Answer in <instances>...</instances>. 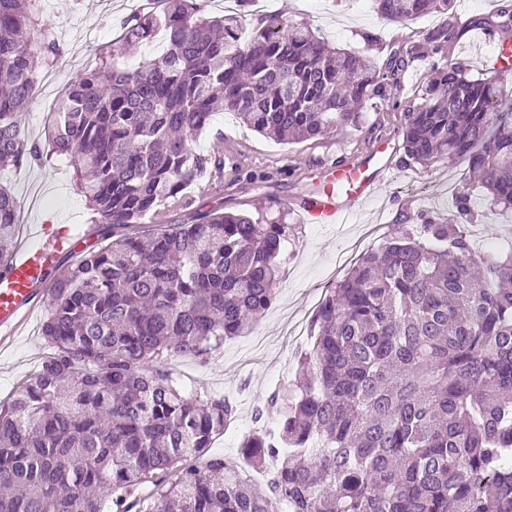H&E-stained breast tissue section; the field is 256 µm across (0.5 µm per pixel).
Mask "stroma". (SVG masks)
<instances>
[{"label": "stroma", "instance_id": "1", "mask_svg": "<svg viewBox=\"0 0 512 512\" xmlns=\"http://www.w3.org/2000/svg\"><path fill=\"white\" fill-rule=\"evenodd\" d=\"M501 0H456L458 35L443 51L444 58L465 62L473 77H489L486 60L496 41L512 40V31L487 36V24L497 23ZM42 18L63 49L56 64L45 67L50 85L39 90L20 117L21 128L32 137L44 134L57 91L81 71L108 56L124 23L135 16L134 0H43ZM281 15L309 25L330 44L363 52L382 65L395 49H417L419 56L402 73L397 87L370 113L373 130L347 129L322 137L280 144L244 126L233 113H218L212 130L197 139L200 151L221 146L224 176L193 186L195 209L246 214L256 220H278L288 226V248L282 256L284 275L273 305L246 335L226 340L207 360L168 357V367L184 390L229 399L236 416L228 429L214 437L209 455L241 462V444L251 434L257 407L273 393L288 395L296 370L295 355L309 343V323L328 290L350 269L340 263L352 243L361 251L381 247L384 225L415 223L419 212L448 223L456 218L455 192L470 185L465 160L426 167L404 165L403 152L393 155L387 183L379 198L359 208L349 223L338 226L302 224L294 210L297 200L317 195L321 177L331 164L369 159L386 142L402 143L403 114L418 104L421 90L435 63L424 48L427 32L441 17L428 15L401 24L379 19L372 0H271L250 7L241 24L252 30L260 17ZM223 131L216 143L215 131ZM78 175L68 156L49 153L39 167L7 169L0 183L14 194L27 224H70L83 230L94 214L77 192ZM44 312H36L14 342L0 348V397L35 374L48 353L41 335Z\"/></svg>", "mask_w": 512, "mask_h": 512}]
</instances>
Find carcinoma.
Masks as SVG:
<instances>
[{"instance_id":"1","label":"carcinoma","mask_w":512,"mask_h":512,"mask_svg":"<svg viewBox=\"0 0 512 512\" xmlns=\"http://www.w3.org/2000/svg\"><path fill=\"white\" fill-rule=\"evenodd\" d=\"M40 0H0V171L39 165L44 150L19 118L42 65L61 56ZM126 23L121 45L165 35L135 69L112 60L80 74L48 131L73 156L78 186L110 231L49 291L40 369L0 400V512H512V251L478 250L465 225L512 211V100L502 78L434 64L405 112L407 164L464 159L481 210L455 194L457 223L425 215L392 225L328 294L300 352L279 420L242 445L245 466L205 457L235 416L226 398L187 394L165 365L203 360L243 336L275 301L288 225L211 210L140 234L188 188L224 174V153L197 135L217 112L296 143L362 128L413 51L385 67L311 28L270 15L242 40L234 15L201 16L195 0H161ZM454 0H375L380 18L444 17L424 41L456 37ZM18 229L0 187V269Z\"/></svg>"}]
</instances>
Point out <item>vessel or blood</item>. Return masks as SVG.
<instances>
[{
	"label": "vessel or blood",
	"instance_id": "1",
	"mask_svg": "<svg viewBox=\"0 0 512 512\" xmlns=\"http://www.w3.org/2000/svg\"><path fill=\"white\" fill-rule=\"evenodd\" d=\"M384 153V158L371 164L360 161L328 170L322 192L298 206L302 223H347L353 206L380 192L394 146H385ZM29 230L30 240L18 244L8 265L0 269V347L9 345L43 305L53 281L63 272L60 255L76 251L67 226L33 224Z\"/></svg>",
	"mask_w": 512,
	"mask_h": 512
}]
</instances>
